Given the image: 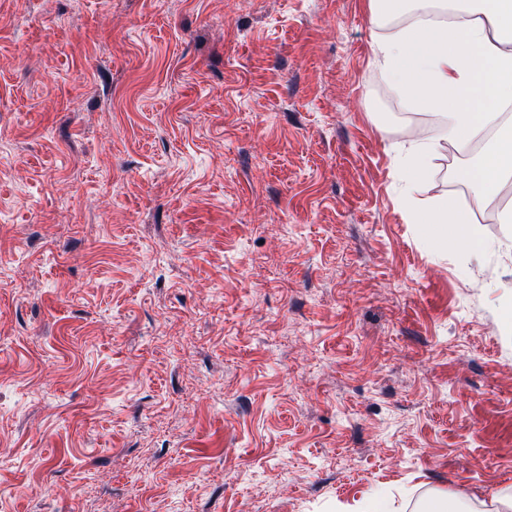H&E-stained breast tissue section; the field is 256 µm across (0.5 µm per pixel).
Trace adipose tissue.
<instances>
[{"instance_id":"adipose-tissue-1","label":"adipose tissue","mask_w":512,"mask_h":512,"mask_svg":"<svg viewBox=\"0 0 512 512\" xmlns=\"http://www.w3.org/2000/svg\"><path fill=\"white\" fill-rule=\"evenodd\" d=\"M372 16L411 12L418 23L377 42L374 53L409 100L444 117V137L464 144L488 127L498 136L464 175L494 191L512 175V123L501 119L512 101V0H369ZM432 241L454 239L469 254L484 248L478 225L467 211L435 201L412 211Z\"/></svg>"}]
</instances>
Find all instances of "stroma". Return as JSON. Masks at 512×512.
<instances>
[{
  "instance_id": "obj_1",
  "label": "stroma",
  "mask_w": 512,
  "mask_h": 512,
  "mask_svg": "<svg viewBox=\"0 0 512 512\" xmlns=\"http://www.w3.org/2000/svg\"><path fill=\"white\" fill-rule=\"evenodd\" d=\"M369 0H0V512H489L512 486V178ZM435 145L427 140L417 141L409 153L406 171L408 173L407 193L412 195L418 183L425 177L430 156ZM411 217L414 223L423 224L430 230L433 242L451 237L471 255H477L484 249L481 231L478 225L473 224L470 214L449 207L447 199L435 201L425 211L415 209Z\"/></svg>"
}]
</instances>
